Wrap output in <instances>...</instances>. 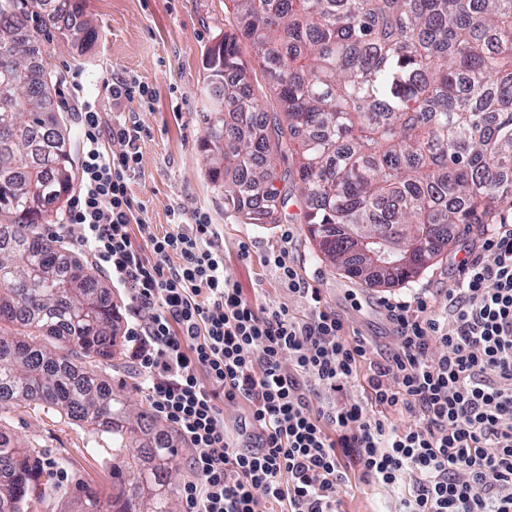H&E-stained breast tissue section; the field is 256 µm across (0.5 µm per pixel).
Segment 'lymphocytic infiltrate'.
Here are the masks:
<instances>
[{
	"mask_svg": "<svg viewBox=\"0 0 512 512\" xmlns=\"http://www.w3.org/2000/svg\"><path fill=\"white\" fill-rule=\"evenodd\" d=\"M112 109L83 101L79 193L65 215L81 251L124 288L125 334L156 417L193 448L186 512H341L351 480L402 488L401 512H512V223L495 224L456 264L446 305L381 298L395 348L373 352L288 262L265 257L306 315L244 297L204 212L132 240L128 180L142 128L128 102L148 85L114 78ZM367 386L347 396L361 368ZM245 401L252 446L224 428Z\"/></svg>",
	"mask_w": 512,
	"mask_h": 512,
	"instance_id": "1",
	"label": "lymphocytic infiltrate"
}]
</instances>
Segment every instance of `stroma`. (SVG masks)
<instances>
[{
  "mask_svg": "<svg viewBox=\"0 0 512 512\" xmlns=\"http://www.w3.org/2000/svg\"><path fill=\"white\" fill-rule=\"evenodd\" d=\"M83 12L96 28L97 37L86 50L73 48L67 35L51 32L42 39L45 64L52 75L53 98L70 133H77L76 102L70 92L80 86L109 111L108 84L118 76L135 77L154 90V101H133L132 112L143 129L141 160L131 175L130 190L138 210L132 239L145 245L149 236L172 231L173 214L207 212L217 224L224 248V265L244 295L283 307L290 314H305L306 307L289 294L265 256L289 233L288 260L298 273L319 289L324 303L349 328L388 349L396 339L379 300L384 296L410 298L419 293L444 305V288L453 282L456 256L475 244L476 233L456 235L453 245L413 281L395 286H372L322 262L307 236L306 226L240 224L224 213V191L215 186L203 161L202 120L204 62L209 49L231 31L233 21L224 12V0H82ZM113 392L133 410L145 409L138 389L139 370L126 354L93 366ZM8 432L33 446L43 465L29 512H79L77 485L112 491V451L90 445L88 427L42 408L21 405L0 407ZM70 459L59 470V456ZM344 512H397L399 493L373 484L353 483L342 495Z\"/></svg>",
  "mask_w": 512,
  "mask_h": 512,
  "instance_id": "stroma-1",
  "label": "stroma"
}]
</instances>
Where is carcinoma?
Returning a JSON list of instances; mask_svg holds the SVG:
<instances>
[{
	"instance_id": "cac0c4a2",
	"label": "carcinoma",
	"mask_w": 512,
	"mask_h": 512,
	"mask_svg": "<svg viewBox=\"0 0 512 512\" xmlns=\"http://www.w3.org/2000/svg\"><path fill=\"white\" fill-rule=\"evenodd\" d=\"M229 2L202 113L224 213L280 224L295 206L325 260L386 287L420 276L460 229L512 223V0ZM53 30L82 49L96 37L77 0H0V114L13 113L0 118V402L112 440V495L78 487L81 512H173L178 448L86 371L116 354V307L38 232L73 181L39 59ZM273 153L291 165L278 171ZM37 466L34 448L0 432V512H27Z\"/></svg>"
}]
</instances>
